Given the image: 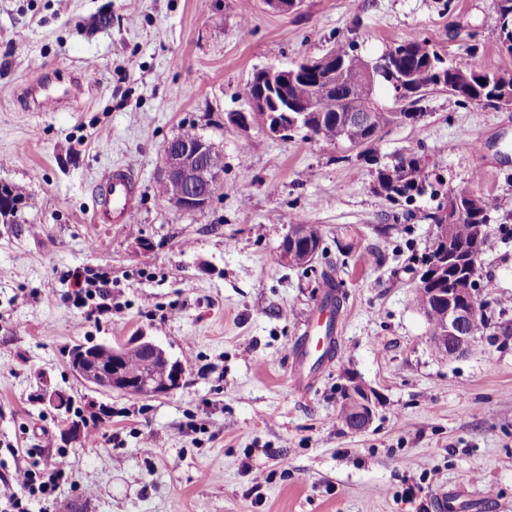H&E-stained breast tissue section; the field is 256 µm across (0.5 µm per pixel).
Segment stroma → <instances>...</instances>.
<instances>
[{"label":"stroma","instance_id":"35a3bbf8","mask_svg":"<svg viewBox=\"0 0 512 512\" xmlns=\"http://www.w3.org/2000/svg\"><path fill=\"white\" fill-rule=\"evenodd\" d=\"M497 0H0V184L24 197L0 224V473L67 451L72 472L35 512H498L512 502V108L427 91L418 117L386 128L371 157L230 122L254 69L324 54L336 41L380 56L413 36L446 59L512 72ZM85 74L78 105L34 111L39 72ZM195 129L224 155L207 208L156 193L162 144ZM480 142L472 154L467 144ZM419 159L428 188L388 200L379 169ZM137 180L127 223L97 221L103 175ZM492 203L470 351L432 346L414 286L434 214L458 191ZM319 228L314 263L281 265L292 225ZM107 272L112 308L73 303L77 278ZM340 282L323 306V278ZM336 318L328 357L292 384L308 324ZM145 334L186 368L154 397L75 377L77 345ZM374 390L370 428L338 417L349 379ZM57 391L87 445L62 433ZM151 448H143V436ZM266 481L254 488L253 473Z\"/></svg>","mask_w":512,"mask_h":512}]
</instances>
